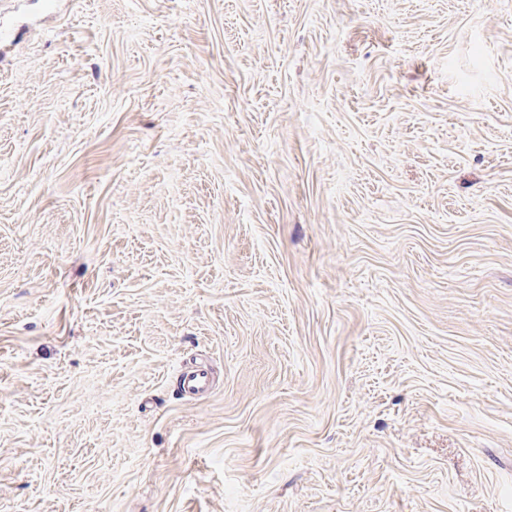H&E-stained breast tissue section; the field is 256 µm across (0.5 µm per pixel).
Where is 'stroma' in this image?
Wrapping results in <instances>:
<instances>
[{"label": "stroma", "instance_id": "obj_1", "mask_svg": "<svg viewBox=\"0 0 512 512\" xmlns=\"http://www.w3.org/2000/svg\"><path fill=\"white\" fill-rule=\"evenodd\" d=\"M0 27V512H512V0ZM212 383L208 370L198 369L184 376L182 387L185 393L200 398L210 393Z\"/></svg>", "mask_w": 512, "mask_h": 512}]
</instances>
